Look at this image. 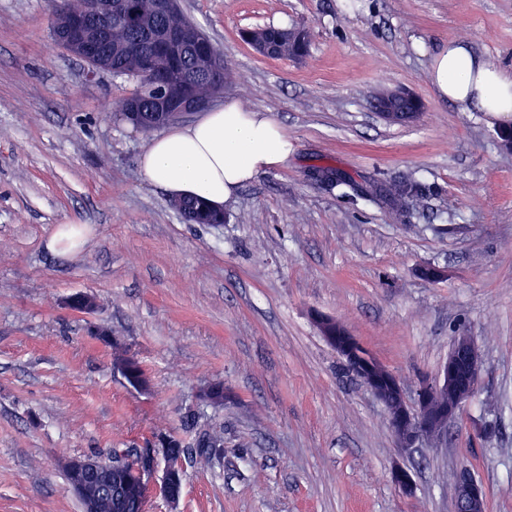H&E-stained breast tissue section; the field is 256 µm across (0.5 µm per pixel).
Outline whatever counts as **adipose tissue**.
Listing matches in <instances>:
<instances>
[{
	"mask_svg": "<svg viewBox=\"0 0 512 512\" xmlns=\"http://www.w3.org/2000/svg\"><path fill=\"white\" fill-rule=\"evenodd\" d=\"M429 77L437 95L462 110L501 121L512 117V70L488 64L459 40L434 56ZM292 150L269 113L243 109L230 99L195 122L152 138L139 165L145 179L169 196L196 197L220 209L239 187L282 166Z\"/></svg>",
	"mask_w": 512,
	"mask_h": 512,
	"instance_id": "adipose-tissue-1",
	"label": "adipose tissue"
}]
</instances>
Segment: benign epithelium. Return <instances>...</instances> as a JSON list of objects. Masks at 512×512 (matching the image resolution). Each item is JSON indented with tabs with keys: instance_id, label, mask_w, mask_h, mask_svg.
I'll return each mask as SVG.
<instances>
[{
	"instance_id": "benign-epithelium-1",
	"label": "benign epithelium",
	"mask_w": 512,
	"mask_h": 512,
	"mask_svg": "<svg viewBox=\"0 0 512 512\" xmlns=\"http://www.w3.org/2000/svg\"><path fill=\"white\" fill-rule=\"evenodd\" d=\"M91 3L93 8L89 12L60 11L53 15L52 42L86 62L89 74L95 76L123 67L129 56L131 47L112 42V25H124L134 32L137 78L157 90L154 97L138 96L130 100L128 115L134 126L143 123L157 128L166 126L209 107L221 94L222 70L213 53L210 35L195 22L178 27L163 23L181 10L180 0H154L152 14L146 18L136 16L127 0H91ZM200 78L211 80L216 93L198 96L194 86ZM408 99V94L386 93L376 99V108L384 120L402 123L408 117L417 116L406 107ZM334 349L383 404L396 444L405 452L445 437L448 426L464 413L482 383L478 345L465 333L453 338L439 377L420 382L411 396L396 376L390 388L380 385L376 377L379 361L354 337L347 336L345 341L334 343ZM458 384L465 386L466 397L446 412L432 413V396ZM75 463L86 477L101 479L106 474L107 465L96 458H77ZM178 478V470L165 463L159 492L172 504L179 501ZM455 512H485L484 490L466 472L456 485Z\"/></svg>"
}]
</instances>
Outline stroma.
I'll list each match as a JSON object with an SVG mask.
<instances>
[{
    "label": "stroma",
    "instance_id": "obj_1",
    "mask_svg": "<svg viewBox=\"0 0 512 512\" xmlns=\"http://www.w3.org/2000/svg\"><path fill=\"white\" fill-rule=\"evenodd\" d=\"M223 51L225 95L270 113L286 164L239 189L220 224H189L143 177L148 139L112 115L133 80L50 38V0H0V512H82L66 458L139 456L158 435L224 429L184 466L178 504L152 476L143 512H454L461 473L512 512V150L499 123L441 99L433 54L469 42L512 69V0H182ZM302 23L305 60L267 59L247 27ZM420 100L392 124L382 92ZM414 176L407 215L319 180ZM76 223L75 242H53ZM426 267L441 270L435 280ZM94 297L91 313L74 295ZM340 322L407 388L434 379L456 332L484 383L446 443L397 447L383 405L322 336ZM143 362L134 390L98 325ZM224 384V404L200 401ZM401 467L415 481L404 493ZM195 462L200 465L208 464L219 455L224 454V429L212 428L197 440Z\"/></svg>",
    "mask_w": 512,
    "mask_h": 512
}]
</instances>
